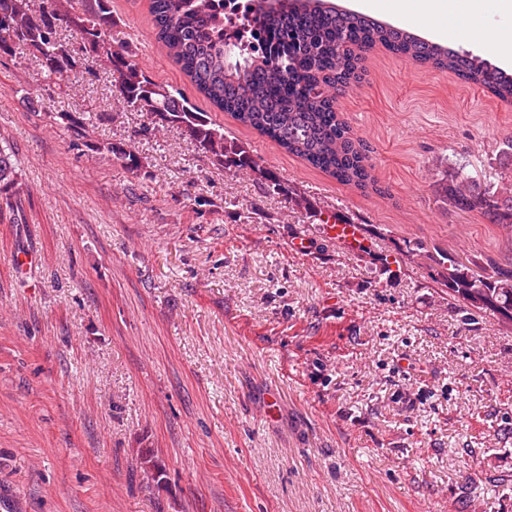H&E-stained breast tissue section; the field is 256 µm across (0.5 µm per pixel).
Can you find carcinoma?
I'll use <instances>...</instances> for the list:
<instances>
[{
    "mask_svg": "<svg viewBox=\"0 0 512 512\" xmlns=\"http://www.w3.org/2000/svg\"><path fill=\"white\" fill-rule=\"evenodd\" d=\"M156 39L196 89L217 109L269 138L286 152L360 190L376 188L368 156L336 111V90L358 78L355 51L377 44L424 67L448 70L467 84L512 103V74L485 60L426 40L415 33L350 11L331 0H255L253 13L234 22L224 17V0H149ZM10 28L0 32V54L16 44L32 50L49 77L60 78L76 64L57 38L64 24L78 35L82 51L108 62L117 99L176 127L206 156L245 172L273 193H291L250 152L224 138V128L207 112L149 79L130 57L112 50L109 0H61L52 12L33 0H0ZM56 125L72 132L94 152L114 154L129 170L141 166L131 150L88 137L83 116L50 112ZM496 182H482L459 167H445L433 187L446 206L477 212L512 231V138L502 143ZM18 173L8 149L0 147V203L14 208ZM437 282L469 315L490 313L512 320V271L495 267L479 274L451 255L434 259ZM140 464L153 483L165 468L145 451Z\"/></svg>",
    "mask_w": 512,
    "mask_h": 512,
    "instance_id": "obj_1",
    "label": "carcinoma"
}]
</instances>
